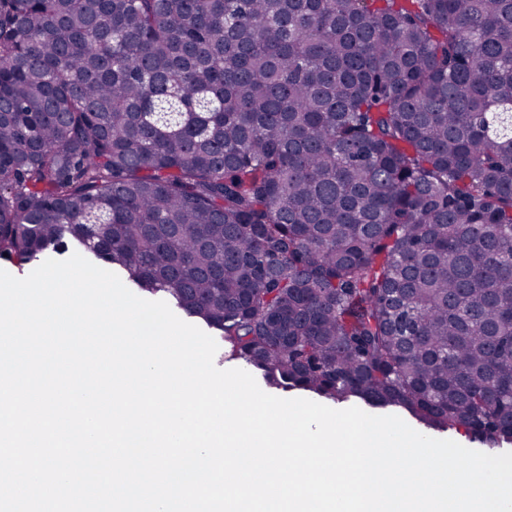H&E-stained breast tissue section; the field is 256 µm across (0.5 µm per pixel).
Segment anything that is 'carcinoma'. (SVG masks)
<instances>
[{"label": "carcinoma", "instance_id": "cac0c4a2", "mask_svg": "<svg viewBox=\"0 0 512 512\" xmlns=\"http://www.w3.org/2000/svg\"><path fill=\"white\" fill-rule=\"evenodd\" d=\"M81 247L271 388L512 444V0H0V260Z\"/></svg>", "mask_w": 512, "mask_h": 512}]
</instances>
